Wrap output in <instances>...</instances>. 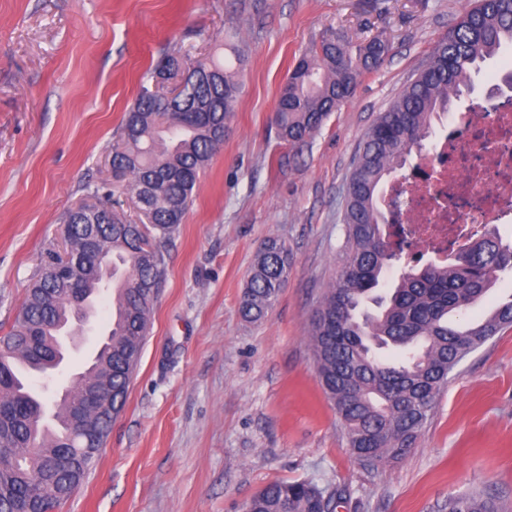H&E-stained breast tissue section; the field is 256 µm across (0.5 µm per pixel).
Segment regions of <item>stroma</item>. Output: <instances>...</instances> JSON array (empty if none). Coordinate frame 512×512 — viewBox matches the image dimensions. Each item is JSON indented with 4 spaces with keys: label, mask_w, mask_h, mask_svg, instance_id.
<instances>
[{
    "label": "stroma",
    "mask_w": 512,
    "mask_h": 512,
    "mask_svg": "<svg viewBox=\"0 0 512 512\" xmlns=\"http://www.w3.org/2000/svg\"><path fill=\"white\" fill-rule=\"evenodd\" d=\"M470 0H0V335L41 253L62 246V216L110 177L112 143L157 61L222 58L240 85L230 131L201 172L166 253V281L128 393L92 468L56 512H243L275 481L336 489V512H448L492 495L512 512V327L449 375L411 451L370 470L350 453L308 334L345 242L346 185L365 132L413 81ZM336 34L392 52L302 147L271 124L299 55ZM512 50L454 102L493 104ZM292 269L262 321L239 310L265 239ZM70 351L53 405L108 332ZM448 512H494V510L488 500L473 494H463L448 500Z\"/></svg>",
    "instance_id": "35a3bbf8"
}]
</instances>
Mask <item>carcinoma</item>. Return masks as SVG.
Masks as SVG:
<instances>
[{"instance_id":"carcinoma-1","label":"carcinoma","mask_w":512,"mask_h":512,"mask_svg":"<svg viewBox=\"0 0 512 512\" xmlns=\"http://www.w3.org/2000/svg\"><path fill=\"white\" fill-rule=\"evenodd\" d=\"M512 47V0H474L435 45L428 65L380 114L367 133L349 176L343 214L345 258L310 323L318 377L347 429L352 455L376 469L413 447L448 375L502 329L512 326V299L484 318L458 326V311L480 305L498 273L512 269V245L486 231L455 251L447 264L405 272L380 313L360 311L389 264L403 251L395 225L377 205L381 181L396 172L468 88L471 74ZM390 45L373 39L357 46L327 35L303 53L280 88L273 124L278 137L302 144L351 96L364 72L379 68ZM207 66L217 80L196 78ZM155 77L172 80L168 98L143 84L125 112L112 145V179L134 199L145 223L126 218L82 224L71 208L69 259L54 249L41 257L12 328L0 336V434L8 436L13 462L0 469V512H54L90 469L112 421L124 410L132 374L151 323L152 305L166 276L165 250L193 201L199 173L224 143L239 92L225 65L166 55ZM124 267L112 323L92 364L58 403L46 423L45 405L31 380L45 376L60 354L58 332L75 321L72 289L96 295L103 260ZM291 257L277 238L258 251L243 291L241 313L263 319L288 279ZM391 347L399 360L378 358L372 346ZM102 389L98 409L84 417L96 434L86 444L71 418L84 398V381ZM94 448L88 453L84 446ZM336 497L309 481L271 483L244 512H333ZM448 512H494L473 494L448 500Z\"/></svg>"}]
</instances>
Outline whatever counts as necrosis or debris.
Masks as SVG:
<instances>
[{
  "label": "necrosis or debris",
  "instance_id": "obj_1",
  "mask_svg": "<svg viewBox=\"0 0 512 512\" xmlns=\"http://www.w3.org/2000/svg\"><path fill=\"white\" fill-rule=\"evenodd\" d=\"M385 196L398 199L394 221L406 238L442 255L512 222V99L451 116L438 151Z\"/></svg>",
  "mask_w": 512,
  "mask_h": 512
}]
</instances>
